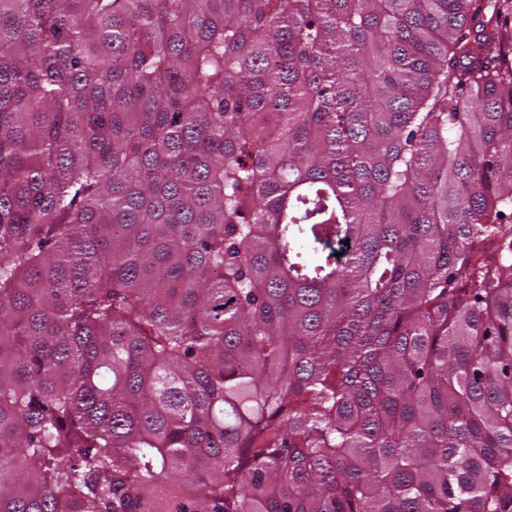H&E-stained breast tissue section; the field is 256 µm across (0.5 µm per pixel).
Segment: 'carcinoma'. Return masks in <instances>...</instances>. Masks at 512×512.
<instances>
[{
    "mask_svg": "<svg viewBox=\"0 0 512 512\" xmlns=\"http://www.w3.org/2000/svg\"><path fill=\"white\" fill-rule=\"evenodd\" d=\"M0 512H512V0H0Z\"/></svg>",
    "mask_w": 512,
    "mask_h": 512,
    "instance_id": "1",
    "label": "carcinoma"
}]
</instances>
